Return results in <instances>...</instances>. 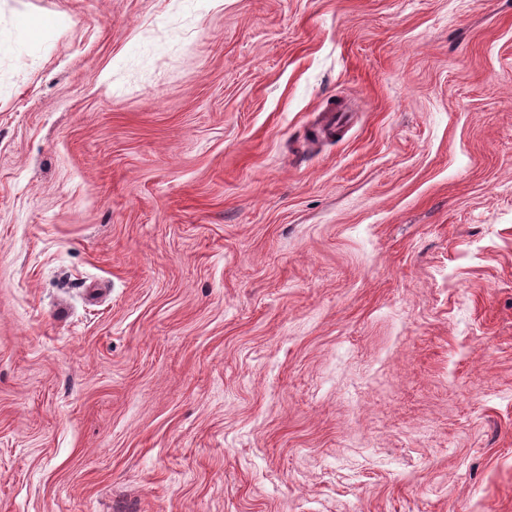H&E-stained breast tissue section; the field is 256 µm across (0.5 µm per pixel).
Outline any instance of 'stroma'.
Returning a JSON list of instances; mask_svg holds the SVG:
<instances>
[{
  "label": "stroma",
  "instance_id": "1",
  "mask_svg": "<svg viewBox=\"0 0 512 512\" xmlns=\"http://www.w3.org/2000/svg\"><path fill=\"white\" fill-rule=\"evenodd\" d=\"M0 512H512V0H0Z\"/></svg>",
  "mask_w": 512,
  "mask_h": 512
}]
</instances>
